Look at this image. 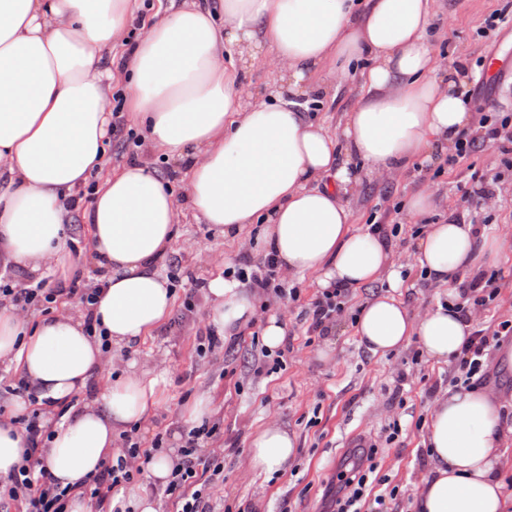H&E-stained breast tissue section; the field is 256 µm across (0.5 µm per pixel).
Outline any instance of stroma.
<instances>
[{
    "label": "stroma",
    "instance_id": "stroma-1",
    "mask_svg": "<svg viewBox=\"0 0 512 512\" xmlns=\"http://www.w3.org/2000/svg\"><path fill=\"white\" fill-rule=\"evenodd\" d=\"M493 14L500 18L497 28L485 32V21ZM434 23L445 32L433 45L441 71L465 63L469 95L486 111L512 118V79H495L486 67L489 57H512V0H439ZM501 159L497 144L452 165L437 154L415 162L395 179L359 186L352 199L354 226L392 228L388 241L406 278L398 294L412 315L456 292L452 286L430 284L412 265L420 226L408 222L404 204L412 194L431 189L442 203L426 216V223L451 215L491 226L502 238V256L492 269L499 295L471 313L473 327L491 332L499 322L512 320V174L503 173ZM490 183L495 186L493 197L480 198L479 189ZM67 237L72 277L98 281L102 271L92 260L87 225H68ZM172 253L180 260L175 275L181 300L196 282L237 261L256 264L263 257L255 243L225 240L190 217L181 224ZM286 285L296 289V298L271 303L223 353L201 356L195 351V333L206 329L208 320L200 299L181 330L164 325L135 347L115 352L114 369L133 359L160 377L158 407L140 425L130 426L129 435L144 448L158 436L164 447H174V434L190 429L182 418L185 405L207 396L221 432L218 440L202 443L201 453L224 457V478L211 490L213 512H321L327 481L353 454L350 439L363 436L378 448V481L362 512H416L418 489L431 474L426 423L436 396L458 377L457 364L428 360L413 341L384 357L360 346L354 318L380 293L379 285L352 291L344 313L322 336L309 332L304 316L319 293L312 277L290 278ZM271 316L285 324L283 363L257 376L253 365ZM273 421L297 434L298 453L284 472L268 478L253 468L249 444L254 433Z\"/></svg>",
    "mask_w": 512,
    "mask_h": 512
}]
</instances>
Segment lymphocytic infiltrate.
I'll use <instances>...</instances> for the list:
<instances>
[{
	"instance_id": "lymphocytic-infiltrate-1",
	"label": "lymphocytic infiltrate",
	"mask_w": 512,
	"mask_h": 512,
	"mask_svg": "<svg viewBox=\"0 0 512 512\" xmlns=\"http://www.w3.org/2000/svg\"><path fill=\"white\" fill-rule=\"evenodd\" d=\"M234 277L251 280L268 298L282 300L289 291L284 288L276 261L273 257L265 259L255 266L242 265L232 271ZM99 284L71 282L69 287L49 288L45 284L20 288L14 286L10 276H0V304L11 303L19 311L46 310L63 295L79 296L83 306L94 305L99 294ZM348 289L334 288L326 290L311 302L306 315L313 332L326 331L345 310ZM512 336V322L499 323L493 334L484 330L473 332L459 359L458 369L465 382L484 378V367L488 351L492 344ZM30 449L23 464L0 480V512H11L13 506H22L24 512H68L67 505L71 497L78 496L94 501L96 507H104L113 497L119 486L129 483L140 474L142 466L148 462L150 450L140 448L138 443L126 442L120 453L87 478L78 488H62L51 474L43 468L37 457V447L54 420L44 412H33L20 417ZM219 436L218 426H199L189 431L182 460L174 467L164 495L171 503L173 512H211L210 491L224 468L218 457L198 456L199 443L204 439ZM375 450H368L356 460L346 463L336 476V482L328 495L334 512H362L365 495L372 475L377 470Z\"/></svg>"
}]
</instances>
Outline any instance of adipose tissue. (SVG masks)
<instances>
[{
  "label": "adipose tissue",
  "instance_id": "1",
  "mask_svg": "<svg viewBox=\"0 0 512 512\" xmlns=\"http://www.w3.org/2000/svg\"><path fill=\"white\" fill-rule=\"evenodd\" d=\"M435 0H171L125 60L124 104L149 145L185 164L178 204L166 180L134 160L103 172L113 72L107 59L138 17L139 0H0V266L41 276L66 264L68 202L89 175L104 177L82 214L90 249L107 275L93 307L104 337L81 314L23 320L0 306V362L33 390L15 397L65 407L40 460L60 486H77L111 458L115 439L159 403L158 379L128 361L82 406L83 393L120 350L152 336L175 296L161 263L184 211L235 240L251 232L289 276L318 288L386 283L361 308L359 343L374 355L417 341L438 363L457 359L473 326L453 304L411 315L395 295L402 271L389 244L353 227L350 198L361 179L393 178L410 163L452 148L472 123L462 69L440 76L431 48ZM269 65L267 100L250 101L244 74ZM356 75L361 94L341 131L311 117L305 99L329 97ZM440 286L497 263L492 230L449 219L426 225L415 253ZM208 323L230 337L261 299L231 276L208 280ZM512 427L493 393L451 387L434 401L425 444L433 460L418 512H506L496 475ZM29 443L0 420V478L23 463ZM254 469L281 472L297 439L272 422L250 442Z\"/></svg>",
  "mask_w": 512,
  "mask_h": 512
}]
</instances>
